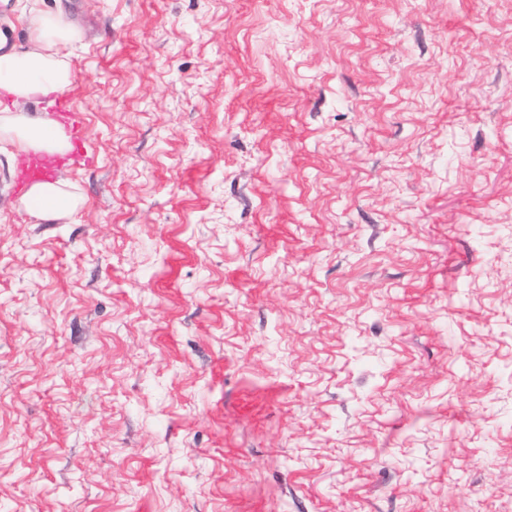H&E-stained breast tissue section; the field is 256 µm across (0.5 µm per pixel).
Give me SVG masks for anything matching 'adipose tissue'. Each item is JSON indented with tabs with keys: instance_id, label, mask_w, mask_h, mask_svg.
Wrapping results in <instances>:
<instances>
[{
	"instance_id": "1",
	"label": "adipose tissue",
	"mask_w": 512,
	"mask_h": 512,
	"mask_svg": "<svg viewBox=\"0 0 512 512\" xmlns=\"http://www.w3.org/2000/svg\"><path fill=\"white\" fill-rule=\"evenodd\" d=\"M30 26L28 44L0 51V141L24 153L62 159L70 150L69 138L42 105L72 85L64 49L80 32L59 10L34 14ZM83 203L75 186L60 176L31 184L19 199L21 209L48 224L70 218Z\"/></svg>"
}]
</instances>
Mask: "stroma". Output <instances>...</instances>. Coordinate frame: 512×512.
I'll return each mask as SVG.
<instances>
[{
  "label": "stroma",
  "instance_id": "obj_1",
  "mask_svg": "<svg viewBox=\"0 0 512 512\" xmlns=\"http://www.w3.org/2000/svg\"><path fill=\"white\" fill-rule=\"evenodd\" d=\"M90 166L0 146V512H512V0H0ZM83 203V196L62 176L31 184L19 199L21 209L46 224L70 218Z\"/></svg>",
  "mask_w": 512,
  "mask_h": 512
}]
</instances>
